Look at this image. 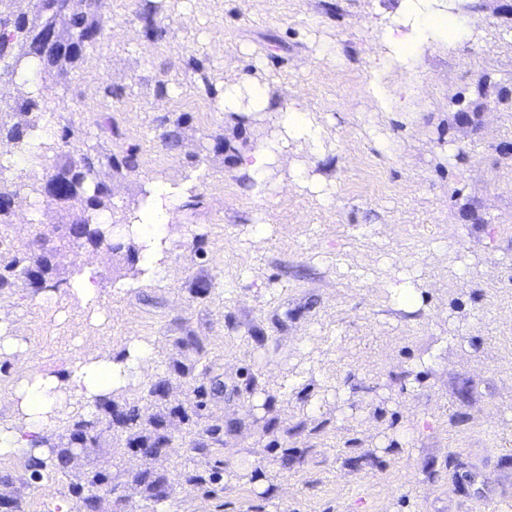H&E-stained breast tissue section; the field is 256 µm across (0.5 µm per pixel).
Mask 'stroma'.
<instances>
[{
	"mask_svg": "<svg viewBox=\"0 0 512 512\" xmlns=\"http://www.w3.org/2000/svg\"><path fill=\"white\" fill-rule=\"evenodd\" d=\"M465 1L480 17L476 35L426 50L400 112L381 111L364 90L377 47L363 23L396 0H108L112 35L74 75L36 67L51 121L74 130L76 148L137 147L136 172L99 170L115 208L154 178L190 179L197 192L166 277L122 288V252L108 241L76 252L60 242L62 210L31 192L44 170L17 171L5 232L18 248L46 239L59 286L44 298L22 281L0 291V321L17 324L35 370L147 340L152 371L114 403L145 416L180 405L192 417L171 419L173 444L155 459L99 422L94 447L72 446L54 478L35 482L25 460H0V497L21 512H58L69 484L97 470L118 483L125 512H152L136 475L199 463L192 442L217 424L223 498L177 483L171 512H512V0H448L449 12ZM148 2L152 38L137 18ZM254 55L268 61L271 95L303 93L334 144L317 160L291 147L265 197L215 139L248 149L273 135L272 121L238 119L205 92L206 82L250 76ZM161 80L170 96H156ZM104 83L123 87V98L104 101ZM107 107L120 136L96 124ZM168 118L182 121L174 148L161 139ZM372 127L392 152L374 146ZM302 163L332 204L290 186ZM90 262L101 282L92 312L70 293ZM395 270L420 282L419 310L394 302ZM95 313L103 322L90 340ZM187 335L203 356L181 348ZM178 361L192 373L175 372ZM207 377L224 391L198 411L193 388ZM161 381L166 398H149Z\"/></svg>",
	"mask_w": 512,
	"mask_h": 512,
	"instance_id": "1",
	"label": "stroma"
}]
</instances>
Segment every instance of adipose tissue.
I'll use <instances>...</instances> for the list:
<instances>
[{"label":"adipose tissue","instance_id":"ef3b65f1","mask_svg":"<svg viewBox=\"0 0 512 512\" xmlns=\"http://www.w3.org/2000/svg\"><path fill=\"white\" fill-rule=\"evenodd\" d=\"M478 22L472 13H449L443 0H399L396 8L384 13L374 26L379 75L393 70L414 75L428 47H454L476 33ZM264 68L263 59H254V76L225 86L218 99L228 112L269 114L278 128L275 138L234 155L236 172L245 176L254 192L262 196L272 189L271 176L290 146L306 148L310 156L318 157L330 142L327 127L302 96L285 103L272 98L266 84L257 77ZM144 189L148 206L138 211L133 224L141 246L136 268L142 279L158 280L166 273L179 212L194 197L196 184L186 181L170 186L149 181ZM152 367V348L141 341L42 371L16 366L11 413L0 419V459H46L47 431L61 411L76 402L95 408L142 379Z\"/></svg>","mask_w":512,"mask_h":512}]
</instances>
